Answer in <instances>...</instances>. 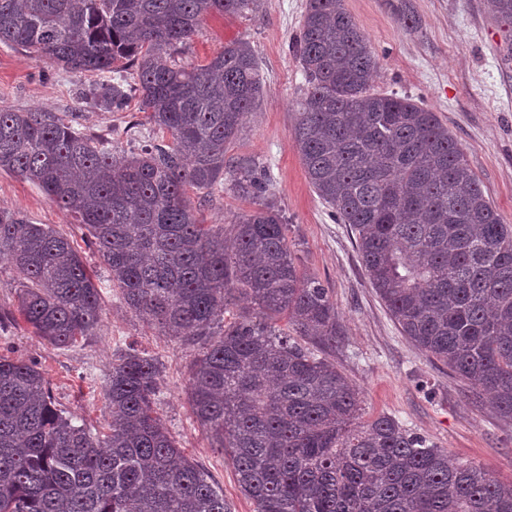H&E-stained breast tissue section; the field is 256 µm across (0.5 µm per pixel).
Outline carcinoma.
<instances>
[{
    "mask_svg": "<svg viewBox=\"0 0 512 512\" xmlns=\"http://www.w3.org/2000/svg\"><path fill=\"white\" fill-rule=\"evenodd\" d=\"M262 0H0V44L99 76L105 112L136 96L154 136L119 153L58 112L0 108V170L37 184L88 232L112 287L161 335L196 348L188 399L230 456L254 512H512V482L448 459L391 416L359 422L361 391L315 354L341 335L329 290L303 272L269 168L233 165L252 208L229 233L188 192L224 187L229 146L263 86L250 44L179 60L207 17ZM293 50L307 84L294 138L307 178L349 224L401 334L512 419V225L435 112L371 92L379 59L344 0H308ZM0 254L23 273L16 312L68 348L102 317L100 285L69 238L0 211ZM247 302L232 322L227 306ZM286 316L287 327L273 326ZM162 364L134 348L102 386L104 437L58 409L34 363L0 356V512H228L153 405Z\"/></svg>",
    "mask_w": 512,
    "mask_h": 512,
    "instance_id": "carcinoma-1",
    "label": "carcinoma"
}]
</instances>
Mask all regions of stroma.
Instances as JSON below:
<instances>
[{
    "label": "stroma",
    "mask_w": 512,
    "mask_h": 512,
    "mask_svg": "<svg viewBox=\"0 0 512 512\" xmlns=\"http://www.w3.org/2000/svg\"><path fill=\"white\" fill-rule=\"evenodd\" d=\"M307 0H263L256 15L211 16L188 43L185 61L206 63L225 44L243 39L260 60L264 94L244 122L231 156L268 165L272 192L288 219V241L303 271L328 288L342 334L326 357L363 393V418L397 419L449 459L483 467L512 482V420L474 401L468 383L430 360L390 317L372 288L349 225L335 221L310 185L293 140L306 88L291 45ZM375 50L378 93L408 96L436 112L455 138L493 208L512 224V21L487 0H345ZM415 17V24L403 21ZM90 73L54 69L0 44V108L72 112L88 132L130 150L129 122L142 119L137 101L119 112L81 106L77 95ZM0 210H18L73 240L101 288L103 320L74 348L33 336L23 321L0 324V356L36 363L50 382L58 408L91 433L106 431L102 386L113 361L128 345L148 350L163 365L155 409L185 455L224 493L228 512H254L239 491L231 460L211 447L187 401L192 347L160 335L121 302L93 253L86 229L50 203L38 186L0 171Z\"/></svg>",
    "instance_id": "1"
}]
</instances>
